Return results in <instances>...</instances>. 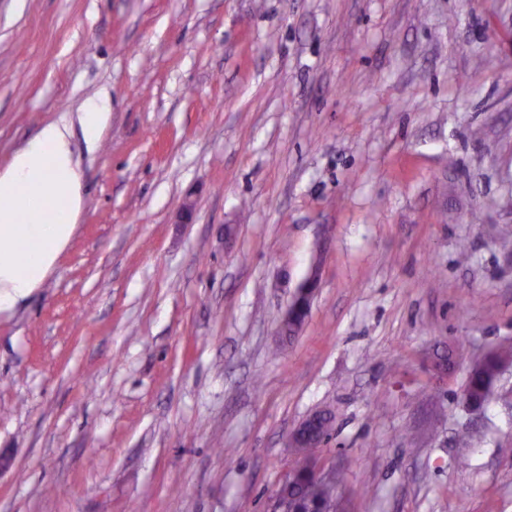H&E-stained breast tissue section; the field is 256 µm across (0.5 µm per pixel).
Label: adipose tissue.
Returning a JSON list of instances; mask_svg holds the SVG:
<instances>
[{
    "instance_id": "adipose-tissue-1",
    "label": "adipose tissue",
    "mask_w": 512,
    "mask_h": 512,
    "mask_svg": "<svg viewBox=\"0 0 512 512\" xmlns=\"http://www.w3.org/2000/svg\"><path fill=\"white\" fill-rule=\"evenodd\" d=\"M110 119L107 95L88 98L77 115L45 124L0 168V314L41 287L72 243L83 204L73 126L94 145Z\"/></svg>"
}]
</instances>
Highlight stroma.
<instances>
[{"instance_id": "stroma-1", "label": "stroma", "mask_w": 512, "mask_h": 512, "mask_svg": "<svg viewBox=\"0 0 512 512\" xmlns=\"http://www.w3.org/2000/svg\"><path fill=\"white\" fill-rule=\"evenodd\" d=\"M101 92L0 316V512H267L325 410L347 512H512V407L434 367L512 344V0H0V167ZM75 113L85 140L91 145H96L111 119L112 112L107 95L97 94L88 98L81 112ZM319 275L320 267L319 265L315 264L311 267L308 277L301 283V285L294 292L291 303L289 304L288 309L281 320L280 329L287 328L288 323L293 322V304L300 295H305L309 299V301L312 302L315 292L318 288ZM296 334L297 331L292 326H289L288 337L292 338Z\"/></svg>"}]
</instances>
